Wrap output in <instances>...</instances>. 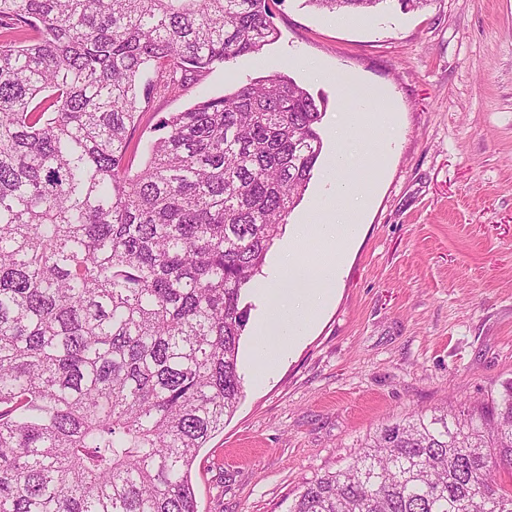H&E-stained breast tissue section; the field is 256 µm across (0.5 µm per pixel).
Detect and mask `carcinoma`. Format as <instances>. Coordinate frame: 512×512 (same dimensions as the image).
<instances>
[{
    "mask_svg": "<svg viewBox=\"0 0 512 512\" xmlns=\"http://www.w3.org/2000/svg\"><path fill=\"white\" fill-rule=\"evenodd\" d=\"M270 2L0 0V512H197L324 104L276 73L170 113L142 168L127 152L154 94L278 38ZM286 512H512V381L381 425Z\"/></svg>",
    "mask_w": 512,
    "mask_h": 512,
    "instance_id": "carcinoma-1",
    "label": "carcinoma"
}]
</instances>
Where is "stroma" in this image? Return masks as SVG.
<instances>
[{
  "label": "stroma",
  "instance_id": "35a3bbf8",
  "mask_svg": "<svg viewBox=\"0 0 512 512\" xmlns=\"http://www.w3.org/2000/svg\"><path fill=\"white\" fill-rule=\"evenodd\" d=\"M274 43L157 95L130 140L141 168L156 125L201 98L281 72L325 100L322 154L288 217L339 210L333 164L343 89L379 95L393 120L372 141L364 114L349 143L361 166L360 230L336 298L269 377L244 397L191 470L198 512H286L314 474L335 471L382 423L460 406L512 380V0H430L361 17L275 0ZM328 78H320V71ZM288 241L280 235L245 299L246 367L260 309Z\"/></svg>",
  "mask_w": 512,
  "mask_h": 512
}]
</instances>
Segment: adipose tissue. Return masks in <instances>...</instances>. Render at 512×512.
Wrapping results in <instances>:
<instances>
[{
	"label": "adipose tissue",
	"instance_id": "obj_1",
	"mask_svg": "<svg viewBox=\"0 0 512 512\" xmlns=\"http://www.w3.org/2000/svg\"><path fill=\"white\" fill-rule=\"evenodd\" d=\"M358 229L351 211L332 212L295 227L292 244L285 252L288 264L261 311V339L255 346L252 364L272 373L275 364L290 356L306 328L334 300L344 253Z\"/></svg>",
	"mask_w": 512,
	"mask_h": 512
}]
</instances>
